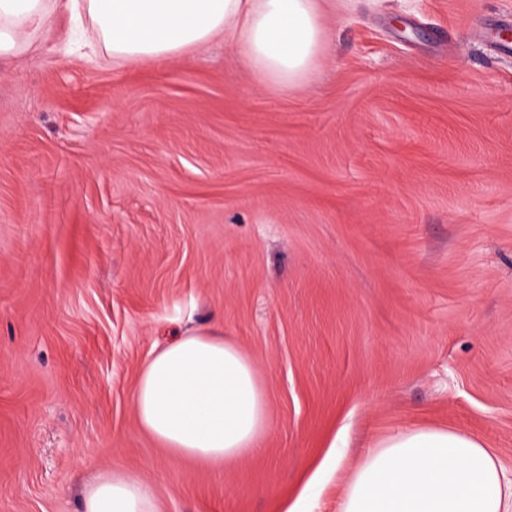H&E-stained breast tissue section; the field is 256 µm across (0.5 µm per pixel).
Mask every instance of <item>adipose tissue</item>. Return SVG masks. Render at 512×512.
Segmentation results:
<instances>
[{
    "label": "adipose tissue",
    "mask_w": 512,
    "mask_h": 512,
    "mask_svg": "<svg viewBox=\"0 0 512 512\" xmlns=\"http://www.w3.org/2000/svg\"><path fill=\"white\" fill-rule=\"evenodd\" d=\"M57 0H0V55L22 50ZM113 58L157 62L217 37L249 66L295 88L324 40L317 0H86ZM140 426L162 447L221 464L256 448L267 400L251 362L215 333L196 329L155 354L134 392ZM81 512H159L139 477L103 470L85 486ZM342 512H512V479L491 449L467 434L399 433L350 473Z\"/></svg>",
    "instance_id": "ef3b65f1"
}]
</instances>
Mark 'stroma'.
Returning a JSON list of instances; mask_svg holds the SVG:
<instances>
[{
    "mask_svg": "<svg viewBox=\"0 0 512 512\" xmlns=\"http://www.w3.org/2000/svg\"><path fill=\"white\" fill-rule=\"evenodd\" d=\"M320 19L292 91L220 37L115 61L86 16L75 48L65 5L0 56V512H80L103 469L161 512H341L346 470L420 427L512 478V0ZM191 327L266 393L242 459L137 421L141 369Z\"/></svg>",
    "mask_w": 512,
    "mask_h": 512,
    "instance_id": "1",
    "label": "stroma"
}]
</instances>
